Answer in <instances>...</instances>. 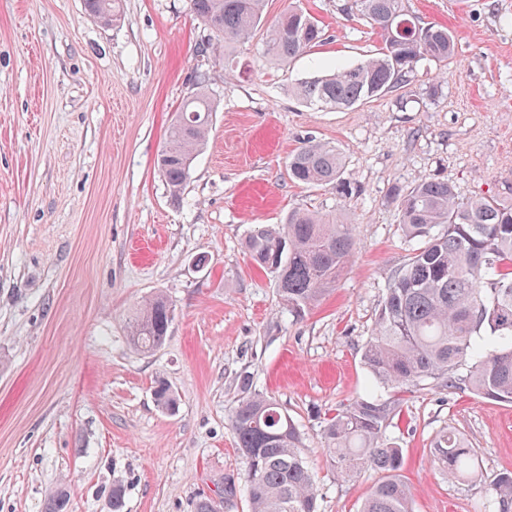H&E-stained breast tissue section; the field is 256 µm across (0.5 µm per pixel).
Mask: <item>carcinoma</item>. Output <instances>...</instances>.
<instances>
[{"mask_svg":"<svg viewBox=\"0 0 512 512\" xmlns=\"http://www.w3.org/2000/svg\"><path fill=\"white\" fill-rule=\"evenodd\" d=\"M264 0H190L197 19L224 41L232 69L235 48L261 26ZM87 13L109 25L120 17V0H84ZM380 34L376 55L330 75L308 78L293 89L316 108H350L398 87L413 64L429 58L448 63L455 36L442 25L422 26L406 13L404 0H355ZM323 41L317 20L290 5L265 29L264 58L285 63ZM212 103L203 90L188 97L181 120L172 123L157 170L171 200L180 201L189 170L205 145ZM343 158L330 145L309 140L288 157L289 178L306 186L336 187ZM399 230L416 242L405 264L387 277L386 294L365 342L362 362L378 384L395 395L360 396L325 419L323 447L336 475L364 470L381 474L359 512H413L411 493L400 479L403 450L386 436L401 413L396 394L432 380L442 387L470 388L476 395L512 403V204L494 197L463 198L450 184L424 179L397 190ZM250 258L273 273L279 300L299 316L336 285L356 250L354 225L337 214L295 210L284 224H255L245 241ZM173 320L162 295L146 300L129 322L130 344L143 353L160 348ZM243 397L231 410V425L245 464L249 512H318L317 490L301 448L303 433L276 399L241 379ZM157 407L176 409L169 384L154 387ZM439 472L465 481L480 474L475 449L443 429L430 449ZM498 512H512V473L490 482ZM67 491L54 493L47 512H68Z\"/></svg>","mask_w":512,"mask_h":512,"instance_id":"1","label":"carcinoma"}]
</instances>
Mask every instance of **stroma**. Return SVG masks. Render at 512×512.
Listing matches in <instances>:
<instances>
[{
    "label": "stroma",
    "mask_w": 512,
    "mask_h": 512,
    "mask_svg": "<svg viewBox=\"0 0 512 512\" xmlns=\"http://www.w3.org/2000/svg\"><path fill=\"white\" fill-rule=\"evenodd\" d=\"M353 4L299 0L324 43L273 66L254 36L231 77L222 56L199 53L213 32L190 0H121L109 26L83 0H0V512H46L60 487L70 512H113L116 479L122 512H194L226 478L244 482L230 421L244 376L303 430L319 512H359L378 475L338 479L320 426L372 389L362 347L412 249L394 189L428 178L512 204V0H404L420 24L454 32L453 59L418 61L354 108L308 107L296 83L381 45ZM200 88L211 130L175 203L156 157ZM311 139L339 149L350 195L289 179V155ZM298 208L341 213L357 249L297 317L245 239ZM158 293L174 319L144 354L128 322ZM159 376L175 412L154 401ZM403 398L386 434L413 512L492 506L488 476L512 472V404L433 384ZM444 428L475 448L483 478L434 467Z\"/></svg>",
    "instance_id": "stroma-1"
}]
</instances>
